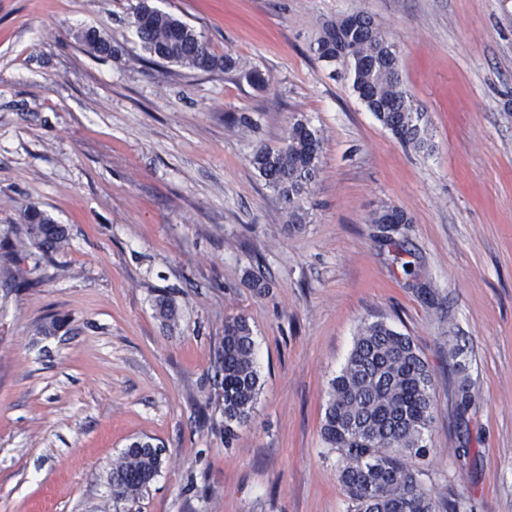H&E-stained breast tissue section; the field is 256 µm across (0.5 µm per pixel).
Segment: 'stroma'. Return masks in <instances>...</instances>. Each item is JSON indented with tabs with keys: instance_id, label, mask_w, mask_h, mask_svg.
I'll return each instance as SVG.
<instances>
[{
	"instance_id": "1",
	"label": "stroma",
	"mask_w": 512,
	"mask_h": 512,
	"mask_svg": "<svg viewBox=\"0 0 512 512\" xmlns=\"http://www.w3.org/2000/svg\"><path fill=\"white\" fill-rule=\"evenodd\" d=\"M152 2L269 86L146 63L136 0H0V232L34 207L68 236L32 268L40 287L0 284V512H347L321 422L375 320L429 365L421 481L441 512H512V0ZM354 9L397 44L431 151L316 59L322 23ZM87 28L119 56L91 53ZM299 115L324 145L292 224L249 159ZM384 205L409 223H371ZM49 316L67 334L38 333ZM231 317L253 330L261 389L228 442L213 375ZM139 438L160 473L114 500L110 464Z\"/></svg>"
}]
</instances>
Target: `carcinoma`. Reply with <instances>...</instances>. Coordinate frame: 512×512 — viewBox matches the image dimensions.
<instances>
[{"label":"carcinoma","instance_id":"cac0c4a2","mask_svg":"<svg viewBox=\"0 0 512 512\" xmlns=\"http://www.w3.org/2000/svg\"><path fill=\"white\" fill-rule=\"evenodd\" d=\"M137 37L150 57L190 70L236 73L262 89L268 75L237 55H216L192 26L159 10L149 0L133 8ZM80 39L95 53L106 38L94 29ZM317 59L347 80L357 98L399 142L416 149L429 147L425 114L415 107L400 79V55L386 32L367 13L353 10L322 25L312 47ZM323 139L305 119L289 123L278 147L257 150L251 164L265 184L284 202L288 222L301 224L300 201L320 174ZM404 210L384 206L372 224H387ZM27 223L0 238V276L16 290L39 286L23 267L36 248L48 258L67 243L63 226L36 209ZM160 318L174 321L172 299H156ZM214 380L224 412V440L230 443L247 424L261 384L254 359L252 330L241 317L224 321L216 353ZM474 406L471 384L463 380L456 408L465 416ZM434 413L431 376L412 339L382 321L365 324L356 337L346 365L330 382V397L322 419V437L339 454L338 481L349 501L348 512H437L434 498L420 481V470L403 458L424 461L430 449L424 432ZM162 449L149 441H134L115 461L109 473L116 500L134 502L158 475Z\"/></svg>","mask_w":512,"mask_h":512}]
</instances>
